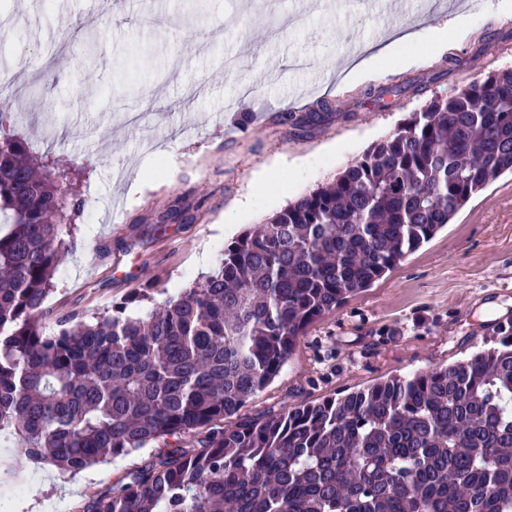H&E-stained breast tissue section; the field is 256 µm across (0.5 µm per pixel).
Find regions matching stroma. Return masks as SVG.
Instances as JSON below:
<instances>
[{"label":"stroma","mask_w":512,"mask_h":512,"mask_svg":"<svg viewBox=\"0 0 512 512\" xmlns=\"http://www.w3.org/2000/svg\"><path fill=\"white\" fill-rule=\"evenodd\" d=\"M467 0L474 30L446 53L408 45L417 65L382 58L375 76L342 68L374 10L339 0H0V78L25 94L15 133L80 197L75 245L46 306L108 314L152 282L175 294L218 251L334 179L426 101L512 66V15ZM294 25L274 32L282 14ZM454 11L411 0L386 30L447 27ZM330 102L331 119L294 136L279 122ZM177 212L165 229L159 216ZM512 321V174L475 195L431 240L307 332L280 375L243 408L262 417L377 379L445 366ZM157 445L69 475L0 447L28 478L17 512H77L142 467Z\"/></svg>","instance_id":"obj_1"}]
</instances>
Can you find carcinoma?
Returning a JSON list of instances; mask_svg holds the SVG:
<instances>
[{"instance_id": "carcinoma-1", "label": "carcinoma", "mask_w": 512, "mask_h": 512, "mask_svg": "<svg viewBox=\"0 0 512 512\" xmlns=\"http://www.w3.org/2000/svg\"><path fill=\"white\" fill-rule=\"evenodd\" d=\"M328 103L280 121L307 131ZM0 112V447L78 473L164 442L82 512H512V325L444 367L265 417L239 414L310 325L512 172V68L435 97L332 183L254 224L176 295L149 285L44 331L68 222ZM207 428L187 450L179 438Z\"/></svg>"}]
</instances>
